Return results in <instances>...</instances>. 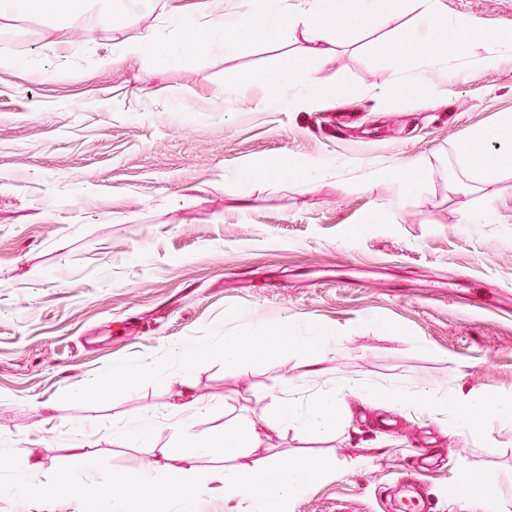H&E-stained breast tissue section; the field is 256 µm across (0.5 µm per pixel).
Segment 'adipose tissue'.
<instances>
[{
    "label": "adipose tissue",
    "instance_id": "adipose-tissue-1",
    "mask_svg": "<svg viewBox=\"0 0 512 512\" xmlns=\"http://www.w3.org/2000/svg\"><path fill=\"white\" fill-rule=\"evenodd\" d=\"M23 12L68 16L76 19L88 33L107 24L116 28L121 25V13L114 0H0V17L8 18ZM480 144L495 145V154L478 158L476 147ZM457 157L462 167L481 181H489L501 166L512 162V114L504 115L495 128L475 132L461 142ZM289 349L309 354L307 377L315 381L321 375L319 366L322 361L339 353L340 342L333 337L299 336L285 326L245 328L225 337L224 365L232 369L245 362L276 357ZM346 393V388L342 387L311 398L304 386L284 379L279 393L272 399L275 413L265 419L264 425L270 429L292 428L316 435L342 431L344 418L340 406ZM490 407L499 417L512 419L511 400L492 403L482 396L469 395L457 401L451 432L463 436L480 432L484 427L485 412ZM327 469L326 461L305 455L296 457L293 465L286 468L265 459L225 469L224 494L245 504L262 503L276 510L320 478Z\"/></svg>",
    "mask_w": 512,
    "mask_h": 512
}]
</instances>
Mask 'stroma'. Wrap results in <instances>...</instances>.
Segmentation results:
<instances>
[{"instance_id":"35a3bbf8","label":"stroma","mask_w":512,"mask_h":512,"mask_svg":"<svg viewBox=\"0 0 512 512\" xmlns=\"http://www.w3.org/2000/svg\"><path fill=\"white\" fill-rule=\"evenodd\" d=\"M442 5L446 18L512 29V0ZM393 15L390 27L375 20L320 43L299 34L198 63L144 57L109 70L96 59L145 20L130 14L89 37L37 13L0 19V449L36 462L34 483L70 464L77 442L119 472L151 463L180 476L177 421L199 435L259 424L284 379L304 383L296 350L224 367L225 335L285 322L341 339L316 391L358 384L393 397L348 398V425L332 436L266 429L255 450L199 458L197 512H242L224 496L225 467L302 453L333 468L285 512H394L415 464L430 468L433 512H454L459 498L465 512H512V421L491 412L480 433L455 436L449 413L410 402L421 383L512 400V165L478 184L456 157L462 140L512 113V54L493 59L492 43L474 42L429 96L390 103L395 66L367 53L406 31L410 10ZM65 45L77 54L57 57ZM290 59L317 66L340 100L274 112L262 87L226 89ZM283 157L314 164L311 189L289 173L240 181L243 163ZM412 160L426 167L412 205L370 185L373 168L396 175ZM176 343L207 353L186 372ZM121 363L168 380L126 388L112 381ZM184 376L204 401L188 414L175 409ZM131 426L149 441L116 445ZM486 473L498 477L492 495L463 490L464 477Z\"/></svg>"}]
</instances>
